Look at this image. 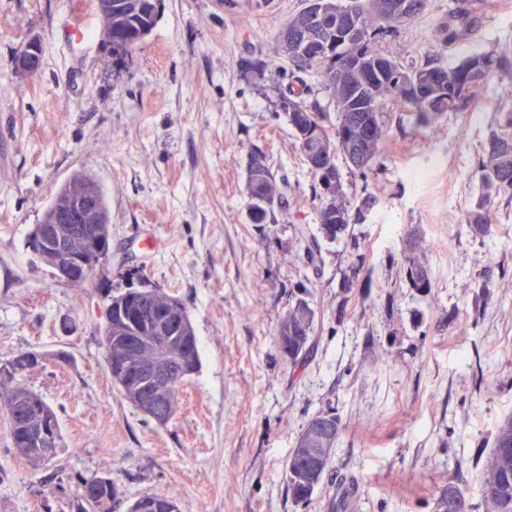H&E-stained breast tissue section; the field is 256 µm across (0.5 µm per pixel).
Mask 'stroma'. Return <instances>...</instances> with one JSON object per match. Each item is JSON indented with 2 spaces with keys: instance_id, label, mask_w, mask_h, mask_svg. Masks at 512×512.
Returning <instances> with one entry per match:
<instances>
[{
  "instance_id": "1",
  "label": "stroma",
  "mask_w": 512,
  "mask_h": 512,
  "mask_svg": "<svg viewBox=\"0 0 512 512\" xmlns=\"http://www.w3.org/2000/svg\"><path fill=\"white\" fill-rule=\"evenodd\" d=\"M304 0H164L140 47L115 57L94 0H0V364L20 351L41 367L15 376L56 411L63 448L37 466L14 450L0 414V512H75L81 479L109 474L112 512L159 493L181 512H328L337 482L359 481L361 512H434L461 475L483 497L478 454L512 416V200L491 232L465 217L477 165L512 94L491 76L466 110L414 129L388 109L385 167L363 186L380 203L325 241L312 174L278 102L288 63L268 49ZM455 33L448 60L512 46V0H428L421 19L377 44L421 60L438 25ZM39 73L17 71L29 41ZM248 58L269 59L264 72ZM262 150L288 206L276 223L248 218L249 160ZM103 188L112 255L82 286L59 281L28 244L47 203L75 172ZM418 232L434 287L405 277ZM311 246L315 262L302 258ZM159 289L185 305L200 368L159 425L124 400L101 341L106 298ZM315 313L304 365L275 330L296 299ZM344 317H337V308ZM341 435L312 498L294 503L285 467L318 412Z\"/></svg>"
}]
</instances>
